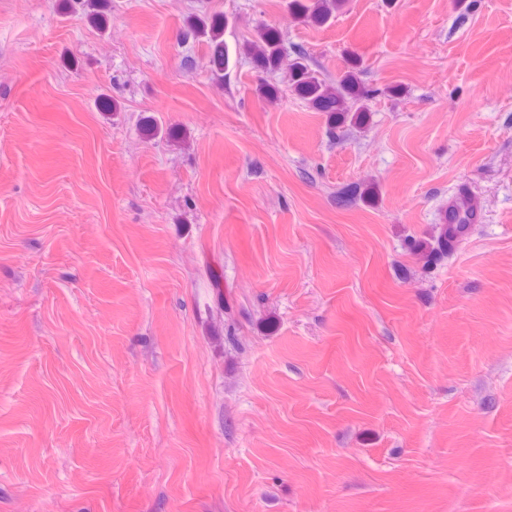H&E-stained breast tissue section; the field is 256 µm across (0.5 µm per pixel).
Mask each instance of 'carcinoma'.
Masks as SVG:
<instances>
[{
    "mask_svg": "<svg viewBox=\"0 0 512 512\" xmlns=\"http://www.w3.org/2000/svg\"><path fill=\"white\" fill-rule=\"evenodd\" d=\"M289 6L303 21L323 27L330 24L336 12L342 9L344 0H290ZM191 30L214 46L210 65L213 71L223 72L228 62L222 42L224 20L194 19ZM242 53L263 72L278 70L285 57L281 32L273 27L257 29L254 38L242 45ZM288 74L291 90L311 108L328 113L333 124L360 126L365 122L371 94L359 83L355 69L345 71L333 82L317 73L299 53L289 61ZM467 228L466 224H437L428 239L415 242L413 251L425 266L432 267L448 258V253L459 244Z\"/></svg>",
    "mask_w": 512,
    "mask_h": 512,
    "instance_id": "1",
    "label": "carcinoma"
}]
</instances>
